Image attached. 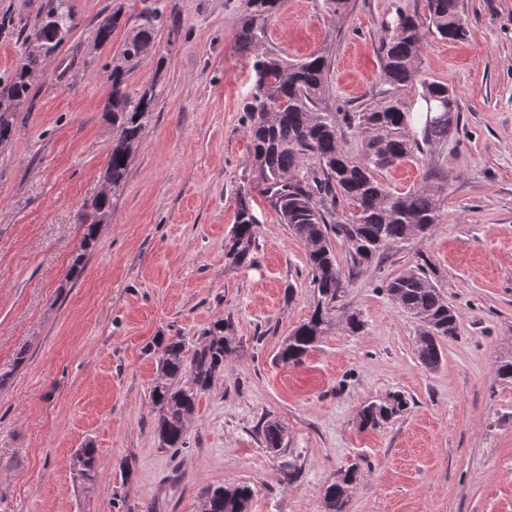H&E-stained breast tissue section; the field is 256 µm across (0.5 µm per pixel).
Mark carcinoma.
<instances>
[{"instance_id": "1", "label": "carcinoma", "mask_w": 512, "mask_h": 512, "mask_svg": "<svg viewBox=\"0 0 512 512\" xmlns=\"http://www.w3.org/2000/svg\"><path fill=\"white\" fill-rule=\"evenodd\" d=\"M168 2L142 0L141 23L128 31L103 70L110 86L103 111L112 118L105 176L114 190L128 175L130 160L158 96L154 84L135 95L127 92L126 75L156 51L158 31L176 33ZM426 3L433 33L454 42L467 36L460 0ZM280 6L281 0H247L236 40L241 50L256 54L253 92L247 104L252 183L283 223L306 243L311 284L319 297L309 318L291 331L279 352L282 363L295 366L330 328V311L347 288L332 241H340L353 265L361 267L390 249L406 247L438 223L448 171L432 166L423 185L400 194L390 192L375 173L423 151L425 145L434 148L447 141L458 126L460 107L454 90L421 74L418 15L399 9L382 25L380 67L385 88L377 100L359 112L329 110L324 105L330 71L326 55L313 52L290 61L264 49L267 22ZM118 24L117 14L105 17L95 41L101 45L109 42ZM78 25L70 0H45L32 30L23 38V54L16 70L9 79L0 81L1 144L15 132L13 116L29 96L34 74L43 70L45 61L57 53ZM416 85L422 100L418 138L412 133V111L400 95L401 90ZM344 127L358 134L359 153L345 148ZM342 202L351 210L338 216L336 208ZM236 204V224L225 258L242 266L249 261L257 221L249 193H239ZM111 209L110 194L83 203L77 212V223L83 227V249L95 245L98 226ZM429 268V259L421 257L413 270L387 282L385 291L421 326L424 339L417 354L421 364L432 370L443 358L441 341L457 334L460 315L431 281ZM223 332L224 326L218 323L192 342L182 336H162L156 341L160 357L151 396L161 447L177 451L186 447L188 423L198 395L212 386L224 371L225 361L237 350L235 338ZM407 405L404 396L393 393L363 406L358 416L363 426L374 428ZM259 434L266 448L279 450L283 427L278 421H263ZM73 467L83 483L93 484L98 476L95 449H79ZM357 477L354 467L339 472L336 482L323 493L326 512H346L349 491ZM250 498L251 488L244 484L208 486L201 492L200 512H244Z\"/></svg>"}]
</instances>
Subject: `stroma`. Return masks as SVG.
<instances>
[{
  "mask_svg": "<svg viewBox=\"0 0 512 512\" xmlns=\"http://www.w3.org/2000/svg\"><path fill=\"white\" fill-rule=\"evenodd\" d=\"M43 0H0V76L17 67ZM79 25L32 84L0 146V512H199L208 486L250 485L247 512H325L339 471L361 477L347 512H512V0H462L467 39L424 33L423 77L459 96L457 131L433 150L379 172L392 191L447 170L438 224L406 248L353 267L334 325L302 364L276 355L317 296L306 245L251 184V53L235 48L246 0H170L177 35L126 76L135 94L157 84L127 178L94 247L76 214L105 185L112 121L101 68L139 24L141 0H72ZM426 0H282L265 46L330 62L329 109L357 112L382 86V23ZM118 14L97 46L100 21ZM258 220L247 268L224 244L236 198ZM84 270L68 278L77 254ZM428 257L431 278L461 319L438 368L422 366L418 326L386 282ZM349 312L364 327L351 332ZM238 348L199 395L181 452L160 447L151 387L157 337L195 340L216 323ZM403 394L405 411L376 428L365 403ZM278 420L279 452L258 423ZM95 448L85 487L72 458ZM293 479H285L286 469Z\"/></svg>",
  "mask_w": 512,
  "mask_h": 512,
  "instance_id": "stroma-1",
  "label": "stroma"
}]
</instances>
